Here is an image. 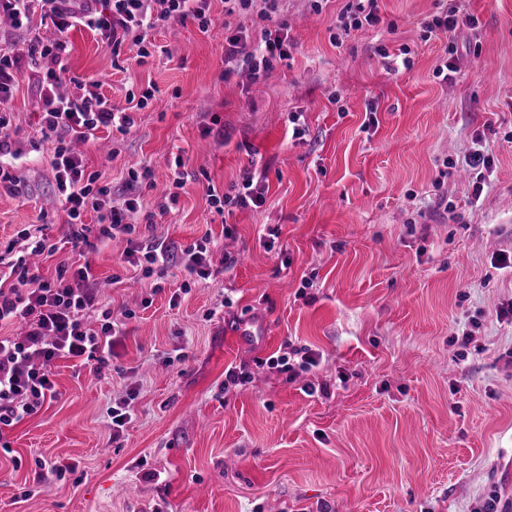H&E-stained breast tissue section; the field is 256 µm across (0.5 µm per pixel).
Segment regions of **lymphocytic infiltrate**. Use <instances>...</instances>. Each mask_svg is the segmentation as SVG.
<instances>
[{"label": "lymphocytic infiltrate", "mask_w": 512, "mask_h": 512, "mask_svg": "<svg viewBox=\"0 0 512 512\" xmlns=\"http://www.w3.org/2000/svg\"><path fill=\"white\" fill-rule=\"evenodd\" d=\"M279 0H224L225 14L256 10L264 21L260 42H252L243 31L224 38V70L246 71L260 78L274 61L288 56L291 43L285 25H273ZM9 17L10 28H30L34 17L50 21L61 33L82 26L100 34L113 52L123 45L135 46L137 55L149 57L145 44L148 31L172 21L197 22L209 28L210 0H0V18ZM477 17L449 6L424 21L425 37H445L449 52L462 28H474ZM66 45L59 40L28 41L24 47L0 49V192L22 191L20 178L12 169L25 151L16 139L10 101L20 77H29L40 100L39 129L52 141L51 161L57 197L67 213L66 238L73 247L115 239L124 242L122 262L142 267L145 274L165 270L171 264L183 267L189 278L205 281L213 274L210 239L202 237L182 249L144 233L131 218L141 209L138 197L130 196L116 206H105L107 187L98 185L97 174L87 172L82 144L94 140L101 129L124 133L135 126L138 110L152 97L143 91L135 111L116 108L102 92L99 81L67 77L63 55ZM99 215L97 225L85 223L87 212ZM57 247L43 228L22 229L0 253V323L22 324L20 337H0V432L37 414L56 396L52 366L71 362L73 368L101 372L112 358V346L122 336L110 309L102 304L98 274L91 264L72 265L59 261L56 276L45 279L33 264L36 256H54Z\"/></svg>", "instance_id": "lymphocytic-infiltrate-1"}]
</instances>
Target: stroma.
<instances>
[{
	"label": "stroma",
	"instance_id": "stroma-1",
	"mask_svg": "<svg viewBox=\"0 0 512 512\" xmlns=\"http://www.w3.org/2000/svg\"><path fill=\"white\" fill-rule=\"evenodd\" d=\"M346 3L282 0L294 47L258 81L224 71L225 25L261 37L224 0L208 31L151 32L157 52L120 71L95 32L66 33L70 74L114 106L152 91L135 128L85 147L108 204L150 169L135 221L154 212L181 248L210 236L215 275L148 277L84 249L126 334L101 375L58 362L57 399L1 436L0 512H480L493 493L512 512V320L496 315L512 305L497 262L512 255V0H457L479 51L452 82L434 73L444 41L420 30L448 0H379L381 23L359 29L339 27ZM403 44L410 68L388 71L379 48ZM10 106L30 152L14 168L25 189L0 194V246L46 224L70 257L28 80ZM477 143L495 160L478 197L463 168ZM178 158L190 178L161 215ZM247 172L262 207L216 213L211 194ZM292 346L318 357L293 381L273 366ZM230 368L245 382L226 386ZM130 393L136 414L110 440L107 409ZM55 462L77 471L42 476Z\"/></svg>",
	"mask_w": 512,
	"mask_h": 512
}]
</instances>
